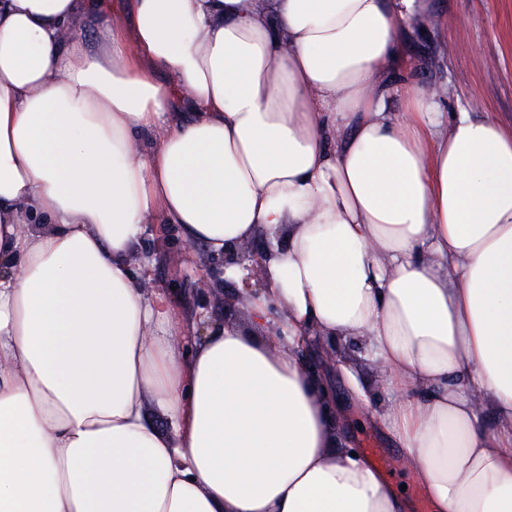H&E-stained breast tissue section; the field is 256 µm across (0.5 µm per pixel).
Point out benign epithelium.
<instances>
[{
	"mask_svg": "<svg viewBox=\"0 0 512 512\" xmlns=\"http://www.w3.org/2000/svg\"><path fill=\"white\" fill-rule=\"evenodd\" d=\"M266 248L268 245L264 241L246 247L235 246L224 252V259L208 258L202 263L201 283L208 287L216 300H224V320L231 319L237 313L235 296L225 291V286L228 284L226 269L235 265L245 271L246 275L242 282L246 287L264 285ZM331 351L333 348L330 346L308 349L310 353L307 360L308 368L317 373L323 372Z\"/></svg>",
	"mask_w": 512,
	"mask_h": 512,
	"instance_id": "7a95c632",
	"label": "benign epithelium"
}]
</instances>
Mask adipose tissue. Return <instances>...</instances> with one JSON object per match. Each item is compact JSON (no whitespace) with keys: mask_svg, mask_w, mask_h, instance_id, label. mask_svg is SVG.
<instances>
[{"mask_svg":"<svg viewBox=\"0 0 512 512\" xmlns=\"http://www.w3.org/2000/svg\"><path fill=\"white\" fill-rule=\"evenodd\" d=\"M107 5L0 0V512H411L303 362L349 338L434 512H512V130L392 84L426 0ZM153 224L269 243L245 326ZM266 248L268 245L265 241L246 247L243 245L230 247L224 252V260L207 258L202 263L201 283L214 294L217 302L224 300V307L211 308L209 299L196 285L199 268L196 267L194 261L198 255L204 254L201 247H191L185 244L174 232L154 233L148 235L144 241V250L150 253L155 260L147 287L159 288L164 291L177 311L188 312L208 308L228 324L227 320L229 321L238 309L234 294L225 291L229 281L226 277V269L235 265L247 272L242 280H234L235 288L228 289L231 292L240 291L244 286L248 289L249 286L265 285L264 257ZM171 286L176 287V290H171Z\"/></svg>","mask_w":512,"mask_h":512,"instance_id":"1","label":"adipose tissue"}]
</instances>
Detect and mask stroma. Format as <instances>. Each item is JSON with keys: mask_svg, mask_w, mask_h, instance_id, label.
I'll list each match as a JSON object with an SVG mask.
<instances>
[{"mask_svg": "<svg viewBox=\"0 0 512 512\" xmlns=\"http://www.w3.org/2000/svg\"><path fill=\"white\" fill-rule=\"evenodd\" d=\"M433 5L437 23L407 38L395 70L396 82L445 86L448 111L483 112L512 128V0H433ZM144 249L155 260L150 287L165 291L176 310L208 307L214 315L223 316V307L210 306L197 286L195 259L202 253L200 247L189 246L167 231L147 236ZM342 357L362 374L374 411L366 417L350 410L345 426L353 448L380 450L390 483L404 488L411 501L423 504L421 489L383 434L380 416L389 394L375 364L359 341L344 343Z\"/></svg>", "mask_w": 512, "mask_h": 512, "instance_id": "obj_1", "label": "stroma"}]
</instances>
